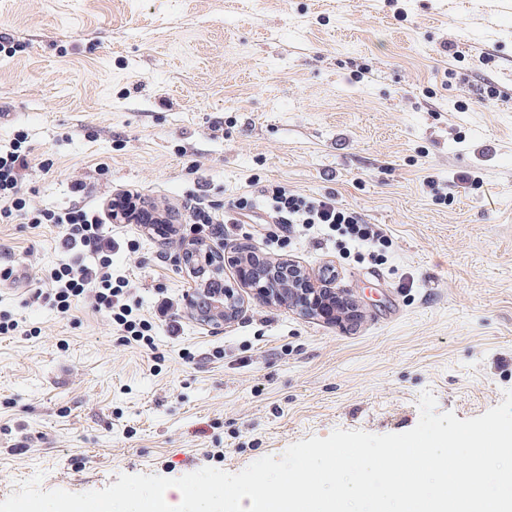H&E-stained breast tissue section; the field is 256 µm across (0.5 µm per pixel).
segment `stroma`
<instances>
[{"instance_id":"obj_1","label":"stroma","mask_w":512,"mask_h":512,"mask_svg":"<svg viewBox=\"0 0 512 512\" xmlns=\"http://www.w3.org/2000/svg\"><path fill=\"white\" fill-rule=\"evenodd\" d=\"M0 144L25 131L31 206L108 214L121 191L168 208L173 233L106 223L144 314L183 298L182 238L281 185L334 196L379 225L378 257L288 237L265 211L226 247L333 269L363 316L329 324L241 289L243 311L126 344L88 304L0 309V501L81 493L122 474L237 473L334 430L401 433L431 392L477 417L512 391V0H0ZM497 96L484 100L485 87ZM67 255L53 227L0 223V261L38 276Z\"/></svg>"}]
</instances>
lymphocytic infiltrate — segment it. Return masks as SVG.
Instances as JSON below:
<instances>
[{
	"label": "lymphocytic infiltrate",
	"instance_id": "f902f5d3",
	"mask_svg": "<svg viewBox=\"0 0 512 512\" xmlns=\"http://www.w3.org/2000/svg\"><path fill=\"white\" fill-rule=\"evenodd\" d=\"M29 155L28 135L24 132L17 133L7 149H0V222L8 224L20 217L34 228H58L61 247L68 258L45 277L49 286L46 296L57 311L66 314L79 301H90L126 341L150 349L155 346L156 324H165L170 334H177L179 327L169 318V298L157 300L151 320L141 317L138 305L130 303V280L112 267L117 243L105 234L98 212L79 206L51 209L30 205L23 182ZM264 207L274 212L280 223L335 232L350 245H362L374 253L388 242L378 225L368 223L356 209L337 205L330 195L307 198L275 186L268 189Z\"/></svg>",
	"mask_w": 512,
	"mask_h": 512
}]
</instances>
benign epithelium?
<instances>
[{"label":"benign epithelium","mask_w":512,"mask_h":512,"mask_svg":"<svg viewBox=\"0 0 512 512\" xmlns=\"http://www.w3.org/2000/svg\"><path fill=\"white\" fill-rule=\"evenodd\" d=\"M138 216L141 224H161L159 212L135 211L128 200L117 197L111 205L115 223ZM231 260L237 283L268 304L286 305L303 316L327 322L353 321L361 316L359 304L343 289L321 275H314L291 260L270 259L254 251L224 253V241L206 244L197 239L181 242L178 262L192 277L194 287L184 298L185 309L202 325H221L232 321L241 309L238 289L229 285L211 288L209 283L224 276V262Z\"/></svg>","instance_id":"7a95c632"}]
</instances>
